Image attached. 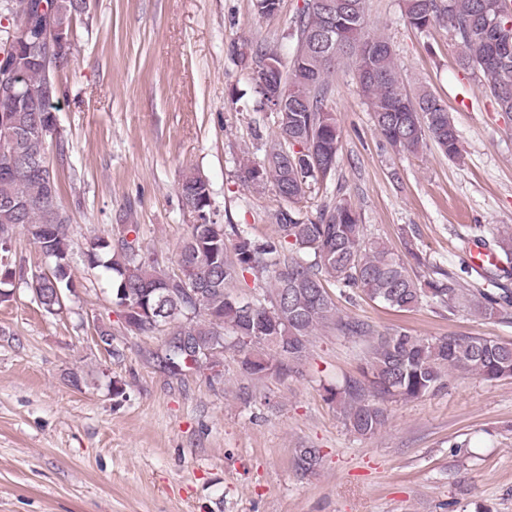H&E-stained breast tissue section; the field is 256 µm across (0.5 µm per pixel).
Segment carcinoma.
<instances>
[{"label": "carcinoma", "mask_w": 512, "mask_h": 512, "mask_svg": "<svg viewBox=\"0 0 512 512\" xmlns=\"http://www.w3.org/2000/svg\"><path fill=\"white\" fill-rule=\"evenodd\" d=\"M54 14L67 23L87 10L88 0H47ZM33 0H5L4 12L16 28L0 29V51L6 41H33L30 28ZM405 20L425 30L442 22L460 46L462 63L487 78V90L498 109L512 112V0H405ZM338 46L337 57L348 56L356 70L358 89L367 101L375 125L389 147L416 153L431 140L455 161L461 141L452 116L428 90L407 92L401 84L388 41L367 31L364 0H306L295 20L296 49L288 61V78L269 87L288 98L289 111L274 115L279 141L262 161L239 162L241 181L256 192L272 185L285 202L271 214L277 227L274 239H259L238 224L205 221L210 207L208 181L196 172L183 175L178 192L186 209L202 222L192 224L178 254L179 273L170 276L143 260L129 242H95L91 263L112 279L118 305L141 308L145 314L123 323L127 333L162 331L168 354L159 356L184 371L211 368L212 356L224 350V330L234 333V347L242 369L250 376L285 377L294 372L306 352L307 338L321 327H340L349 336H365L358 322L337 315L336 302L325 284L355 289L367 299L396 311H411L431 302L452 312L464 300L470 314L512 324V296L499 297L489 288H466L453 272L432 267L433 277L422 282L412 276L386 243L368 240L360 214L341 197L335 184L341 132L328 109L334 60H322L319 47L325 36ZM68 63L61 57L45 64L28 55L26 82L35 93L56 85L54 70ZM439 105L414 122L429 103ZM18 134L7 152L18 175L0 185V230L20 228L39 241L51 260L50 275L33 282L40 307L59 311L71 288L73 242L70 217L60 200L58 179L51 169L36 170V159L47 154L57 119L49 111L25 107L10 113ZM334 194L317 206L315 216L297 205L313 193ZM232 242L235 259L227 258ZM491 251L500 260L496 270L512 275V229L497 231ZM266 275L270 292L242 301L224 288L246 272ZM461 376L493 383L512 378V343L492 336H417L394 330L373 338L367 346L360 378L326 389L327 399L339 404L346 425L360 436H372L385 425L382 403L433 394ZM321 461L316 448L295 450L294 466L305 476Z\"/></svg>", "instance_id": "1"}]
</instances>
